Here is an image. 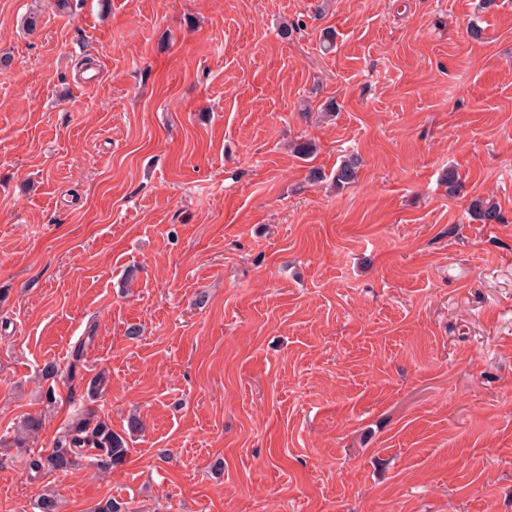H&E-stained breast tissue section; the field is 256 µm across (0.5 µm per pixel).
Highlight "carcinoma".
I'll return each instance as SVG.
<instances>
[{"mask_svg": "<svg viewBox=\"0 0 512 512\" xmlns=\"http://www.w3.org/2000/svg\"><path fill=\"white\" fill-rule=\"evenodd\" d=\"M359 160L356 158L344 162L336 169L334 181L336 185L349 184L355 181ZM470 215L481 224H501L504 222L500 207L489 199L479 197L470 203ZM88 336L85 342L78 345L71 356V363L66 371L61 372L55 366L47 367L46 376L55 378L64 376L73 382L77 378V370L83 367L82 360L86 344L93 341ZM109 383L106 372H98L86 383V394L92 398L104 394ZM43 417L40 414L25 416L10 437L0 436V448H27L29 442L35 440L43 428ZM129 454L125 439L112 430L109 423L90 414L77 413L67 427L53 440L48 451L26 453V468L34 477L54 472L66 473L76 469L84 460L102 473L112 471L122 465ZM38 512H60V504L55 493L44 490L36 500Z\"/></svg>", "mask_w": 512, "mask_h": 512, "instance_id": "carcinoma-1", "label": "carcinoma"}]
</instances>
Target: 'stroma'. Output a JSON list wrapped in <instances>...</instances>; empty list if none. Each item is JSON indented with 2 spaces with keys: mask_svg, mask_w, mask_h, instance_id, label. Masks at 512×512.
<instances>
[{
  "mask_svg": "<svg viewBox=\"0 0 512 512\" xmlns=\"http://www.w3.org/2000/svg\"><path fill=\"white\" fill-rule=\"evenodd\" d=\"M73 2L0 0V433L130 453L0 450V512H512V0ZM469 208L472 219L481 224H500L504 221L500 207L489 199L477 197L471 201ZM91 341H92L91 336H86L85 341L83 343H81L80 345H78L74 349V351L72 352V356H71V363L68 365L65 373L59 371L58 369L55 370L54 365H49L46 370V376L48 377V379H50V378L54 379L55 377H60L62 375V373H64V377L69 382H74L77 378V374H76L77 370L80 368H83V364L81 362L83 360L86 344L88 345ZM129 454L125 439L112 430L103 418L77 413L67 427L53 440L49 451H28L26 468L31 477L42 473H66L84 460L99 472H112ZM34 473V475L32 474ZM43 417L41 414H29L25 416L14 432L13 437L0 436V448L9 450L11 448H28L30 440H35L43 428Z\"/></svg>",
  "mask_w": 512,
  "mask_h": 512,
  "instance_id": "obj_1",
  "label": "stroma"
}]
</instances>
